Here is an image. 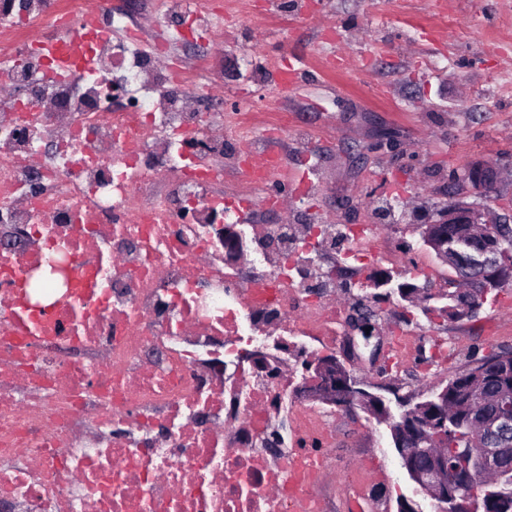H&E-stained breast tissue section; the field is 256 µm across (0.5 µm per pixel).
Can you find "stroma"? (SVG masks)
Instances as JSON below:
<instances>
[{
	"mask_svg": "<svg viewBox=\"0 0 512 512\" xmlns=\"http://www.w3.org/2000/svg\"><path fill=\"white\" fill-rule=\"evenodd\" d=\"M207 75L225 97L288 109L283 137L256 135L255 150L288 154V173L309 174L319 208L339 224L377 225L403 253L422 254L440 274L449 269L426 248L420 214L448 204L449 176L476 161L497 167L499 190L512 197V0H288L255 13L223 36ZM269 60L305 63L312 81L282 89L248 77L241 47ZM342 51L350 68L326 73L323 58ZM336 308L360 301L376 317L372 339L354 333L353 373L371 392L393 399L419 395L468 368L473 355L512 351V288L472 319L428 322L420 308L381 301L376 289L336 286ZM415 320L416 344L403 370L376 345H387L403 316ZM449 348L430 375L419 365L434 343ZM337 502L359 485L382 484L387 512L400 499L430 512L401 468L384 426L361 410L336 413Z\"/></svg>",
	"mask_w": 512,
	"mask_h": 512,
	"instance_id": "obj_1",
	"label": "stroma"
}]
</instances>
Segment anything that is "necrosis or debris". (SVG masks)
Instances as JSON below:
<instances>
[{"label": "necrosis or debris", "mask_w": 512, "mask_h": 512, "mask_svg": "<svg viewBox=\"0 0 512 512\" xmlns=\"http://www.w3.org/2000/svg\"><path fill=\"white\" fill-rule=\"evenodd\" d=\"M0 0V512H330L334 410L292 356L332 349L339 265H395L370 224H253L288 114L213 98L231 0ZM239 176L224 186V159ZM239 229L253 262L231 264Z\"/></svg>", "instance_id": "obj_1"}]
</instances>
